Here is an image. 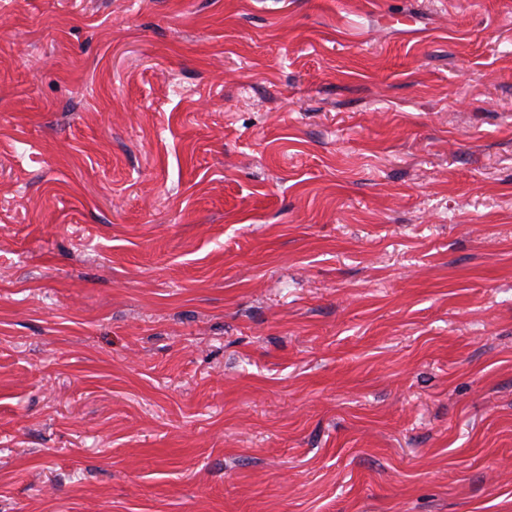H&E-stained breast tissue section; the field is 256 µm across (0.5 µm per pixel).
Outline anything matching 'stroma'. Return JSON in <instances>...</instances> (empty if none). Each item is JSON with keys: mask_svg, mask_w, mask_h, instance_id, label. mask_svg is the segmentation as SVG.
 I'll use <instances>...</instances> for the list:
<instances>
[{"mask_svg": "<svg viewBox=\"0 0 512 512\" xmlns=\"http://www.w3.org/2000/svg\"><path fill=\"white\" fill-rule=\"evenodd\" d=\"M0 512H512V0H0Z\"/></svg>", "mask_w": 512, "mask_h": 512, "instance_id": "35a3bbf8", "label": "stroma"}]
</instances>
